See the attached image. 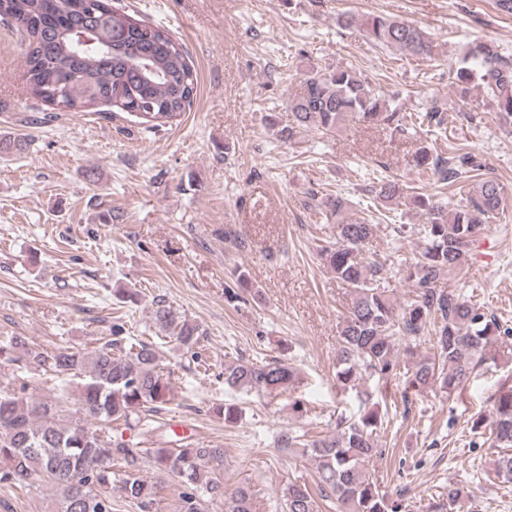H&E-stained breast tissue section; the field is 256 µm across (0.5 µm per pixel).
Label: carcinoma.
<instances>
[{
  "instance_id": "obj_1",
  "label": "carcinoma",
  "mask_w": 512,
  "mask_h": 512,
  "mask_svg": "<svg viewBox=\"0 0 512 512\" xmlns=\"http://www.w3.org/2000/svg\"><path fill=\"white\" fill-rule=\"evenodd\" d=\"M83 0H0V18L15 20L25 47L28 94L43 102L57 89L65 91L62 108L93 112L102 104L141 119L147 132L178 122L192 106L197 74L187 52L164 29L112 9L100 0L93 9L92 42L80 43L70 33L88 14ZM338 24L361 29L368 43L394 48L417 59L435 55L433 41L415 25L383 15L359 17L343 13ZM303 91L288 101L292 121L277 131L283 141L309 132H333L350 118L384 125L408 136L426 128L443 136V109L433 102L424 111L406 114L396 101L372 86L351 65L323 71L312 67L301 81ZM455 89L467 98L480 90L495 104L498 118L512 124V55L481 38L473 40L460 60ZM417 170L431 173L440 184L480 177L482 165L469 153L455 149L445 159L422 147ZM382 202H411L424 212L425 246L406 265L414 295L398 308L382 288L384 265L368 260L363 247L374 225L346 216L348 200L329 197L325 208L336 218V241H326L336 278L353 290L351 304L339 330L336 384L360 401L359 414L341 416L336 435L313 442L306 452L317 462L321 497L336 512H398L389 503L369 470L380 453L378 431L383 425L371 393L360 389L364 376L386 380L405 369L408 385L418 392H446L469 379L482 353L498 340L501 326L471 300L441 285L445 273L458 268L490 219L498 215L504 187L481 177L474 194L443 206L424 195L411 196L406 184L381 179L374 189ZM159 330L183 349L198 342V327L159 301L154 310ZM430 336L433 353L400 363L398 346L406 338ZM47 384L76 382L75 411L60 397L33 400L26 394L29 371ZM297 377L287 361L260 364L231 362L224 366V384L268 395L288 391ZM172 392L170 371L150 341L125 335L112 323L110 337L88 351L38 349L20 336L0 337V483L31 486L41 478L58 489L56 512H87L77 507L83 497L92 512H112V489L153 512L160 488L142 475L145 460L176 478L178 512H204L205 500L229 498L228 512H255L248 485L226 496L224 485L208 469L221 465L224 449L185 441L172 448H134L108 436V428L122 421L145 432L157 429V416ZM488 431L495 448H512V386L502 385L488 415L477 422ZM120 470L112 471V463ZM495 476L512 482V454L494 462ZM471 496L470 489L450 484L433 503V512H454ZM286 512H316L315 499L304 482H289L283 490Z\"/></svg>"
}]
</instances>
